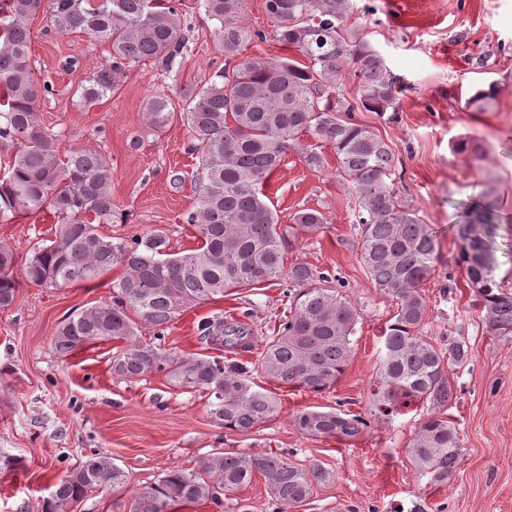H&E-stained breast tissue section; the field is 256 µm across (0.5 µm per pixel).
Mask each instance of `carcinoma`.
<instances>
[{"mask_svg": "<svg viewBox=\"0 0 512 512\" xmlns=\"http://www.w3.org/2000/svg\"><path fill=\"white\" fill-rule=\"evenodd\" d=\"M0 26V89L7 109L0 112V149L12 151L0 177V218L14 219L50 209L57 217L54 238L25 259L27 282L44 288L85 282L116 266L112 302L95 304L66 318L55 332V350L66 355L89 343L121 340L114 371L128 381L153 373L180 388L208 396V414L220 427L248 433L272 421L279 401L251 379L235 355L255 350L252 330L240 319L214 317L199 323L200 339L218 344L230 359L162 347L165 332L191 304L224 297L236 288L284 286L288 313L281 316L257 363L263 376L281 387L310 392L333 388L349 365L360 313L338 289L344 284L327 271L296 261L286 265L290 239L324 228V214L303 209L293 223L280 224L265 192L269 178L296 152L311 170L324 166L321 148L333 147L338 172L355 196L360 256L369 279L397 301L394 320L381 336L382 347L370 411L389 419L427 405L410 439L407 456L421 478L446 484L463 452L459 430L448 418L454 397L450 372L470 358L465 342H434L422 335L429 309L422 288L436 272L437 242L395 190L394 153L372 126L358 121L364 110L383 116L397 111L398 88L373 45L347 26L349 0H265L272 32L244 23L246 0H194L214 24L224 67L210 83L185 95L183 116L201 157L191 179L196 195L186 221L199 231L200 246L168 252L162 232L129 240L104 236L98 225L118 215L110 190L112 161L87 148L60 149L61 133L37 120L41 98L55 94L37 77L30 59L29 20L42 13L60 33L81 31L108 46L105 66L81 87L85 102L112 95L128 70L146 62L175 74L185 62L188 39L178 5L183 0H6ZM271 39L306 58H245L254 40ZM359 80L356 101L336 94L347 72ZM494 87L478 89L465 108L483 110ZM171 99L155 94L147 103L149 127L168 126ZM307 135L313 142L304 144ZM494 206L463 225L460 253L469 283L477 291L483 322L494 336H512V293L495 280L490 238ZM12 250L0 246V309L15 300L19 281ZM154 332L149 341L140 327ZM310 437L348 440L360 436L367 419L348 410L305 407L293 417ZM260 475L273 512L304 502L321 469L309 470L279 453L218 451L194 468L166 470L135 494L129 512H175L212 502L248 486ZM124 481L112 458L92 453L60 478L43 500L42 512H68L90 493Z\"/></svg>", "mask_w": 512, "mask_h": 512, "instance_id": "obj_1", "label": "carcinoma"}]
</instances>
